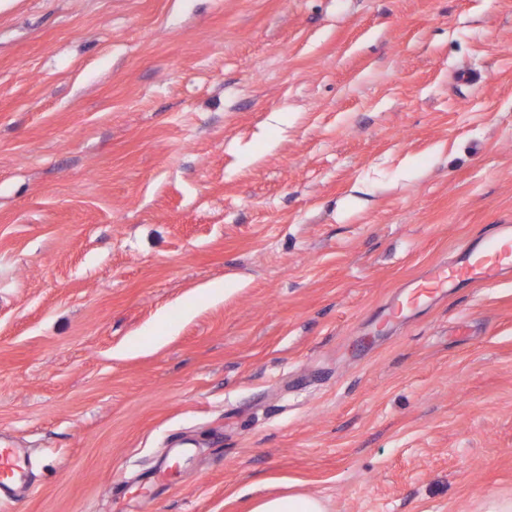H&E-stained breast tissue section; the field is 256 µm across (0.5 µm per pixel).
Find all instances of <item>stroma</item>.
Instances as JSON below:
<instances>
[{"label": "stroma", "instance_id": "obj_1", "mask_svg": "<svg viewBox=\"0 0 512 512\" xmlns=\"http://www.w3.org/2000/svg\"><path fill=\"white\" fill-rule=\"evenodd\" d=\"M512 224V0H7L0 512H487L512 283L389 307ZM29 457L19 448H0V488L4 495L28 477ZM250 512H327L322 500L304 494L261 498Z\"/></svg>", "mask_w": 512, "mask_h": 512}]
</instances>
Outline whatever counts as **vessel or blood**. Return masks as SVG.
I'll use <instances>...</instances> for the list:
<instances>
[{
	"mask_svg": "<svg viewBox=\"0 0 512 512\" xmlns=\"http://www.w3.org/2000/svg\"><path fill=\"white\" fill-rule=\"evenodd\" d=\"M512 274V225H496L492 234L460 245L445 264L429 267L413 284L410 294L423 303L439 293L472 286L500 283ZM29 458L20 449L0 448V491L9 492L28 477Z\"/></svg>",
	"mask_w": 512,
	"mask_h": 512,
	"instance_id": "obj_1",
	"label": "vessel or blood"
}]
</instances>
